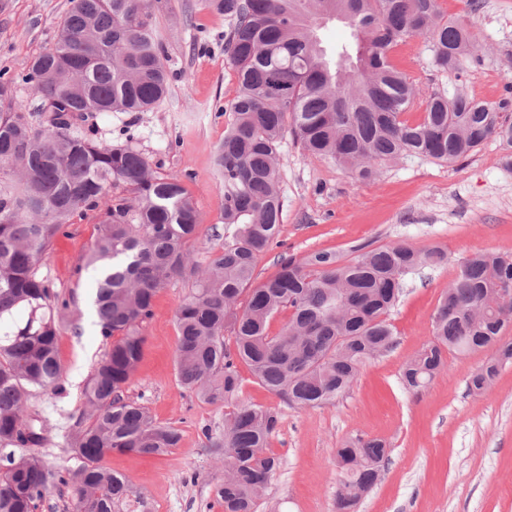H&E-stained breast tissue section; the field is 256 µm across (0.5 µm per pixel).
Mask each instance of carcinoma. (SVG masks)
Instances as JSON below:
<instances>
[{
    "label": "carcinoma",
    "instance_id": "obj_1",
    "mask_svg": "<svg viewBox=\"0 0 512 512\" xmlns=\"http://www.w3.org/2000/svg\"><path fill=\"white\" fill-rule=\"evenodd\" d=\"M233 21L224 53L238 93L230 105L216 165L224 178V226L230 235L202 267L191 241L203 218L177 175H158L130 143L97 137L91 120L145 112L167 96L169 75L153 28L151 0H72L54 46L35 56L22 81L32 86L46 121L20 111L12 83L0 80V512H35L47 491L66 483L40 448L47 428L29 405L36 391L61 388L58 320L68 302L39 267L64 225L97 214L83 266L94 271V309L109 347L82 391L84 414L66 446L74 472L75 512H114L130 492L104 460L114 451L160 457L181 436L124 399L136 376L157 294L177 279L191 284L176 311V370L182 388L229 411L224 433L204 436L224 449V512H255L277 467L267 452L278 413L238 400L237 362L255 380L299 409L331 404L370 360L393 349L389 322L405 278L448 261L438 247L406 244L361 252L343 263L318 251L281 261L257 281L261 257L282 222L277 170L289 134L309 158L367 181L384 161L419 156L455 163L489 140L512 171V102L488 103L435 93L418 102L415 80L391 59L418 36L434 63L456 70L477 51L468 29L444 19L437 0H208ZM330 21L350 31L334 48L320 30ZM420 111L411 121L407 114ZM23 308L27 318L17 321ZM288 311L275 335L269 326ZM512 324V256L476 253L448 285L433 316V336L402 371L406 389H425L447 364L499 345ZM230 332L228 345L224 332ZM498 364L478 369L470 390L486 391ZM381 439L355 438L336 449V512H353L388 461Z\"/></svg>",
    "mask_w": 512,
    "mask_h": 512
}]
</instances>
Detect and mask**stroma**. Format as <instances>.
<instances>
[{"label": "stroma", "instance_id": "35a3bbf8", "mask_svg": "<svg viewBox=\"0 0 512 512\" xmlns=\"http://www.w3.org/2000/svg\"><path fill=\"white\" fill-rule=\"evenodd\" d=\"M70 7V0H0V72L18 79L23 111H35L40 100L21 78L33 57L52 48ZM439 10L466 26L482 49L463 68L443 71L433 66L424 38L400 43L392 58L415 77L418 97L461 90L490 103L512 99V0H440ZM152 25L170 72L167 97L151 111L115 112L97 124L113 143L132 141L154 171L181 176L203 216L193 244L202 262L224 244V182L214 155L238 92L224 53L232 23L206 0H152ZM501 155L490 141L454 164L402 157L358 182L334 164L307 158L284 138L280 234L258 262V280L276 274L288 256L329 251L346 263L363 245L437 246L447 251L448 263L406 279L390 318L396 347L368 363L335 404L289 407L239 365L240 401L280 417L269 447L277 468L257 512H334L336 450L352 437H381L391 449L380 481L357 512H512V364L503 365L493 387L480 395L468 385L473 371L494 357L491 348L449 356L419 394L401 381L405 362L430 340L439 299L465 260L486 251L512 256V173L502 168ZM96 223L91 213L65 225L40 265L51 288L69 302L58 335L63 391L41 392L34 400L47 424L46 460L64 472L77 466L64 435L84 410L82 389L108 345L95 324L89 274L80 267ZM188 289L178 281L155 298L142 328L143 358L123 391L156 422L178 429L181 440L164 457L117 451L107 457L132 487L114 512H224L216 495L224 451L209 447L203 433L223 432L225 408L187 392L176 377L175 314Z\"/></svg>", "mask_w": 512, "mask_h": 512}]
</instances>
